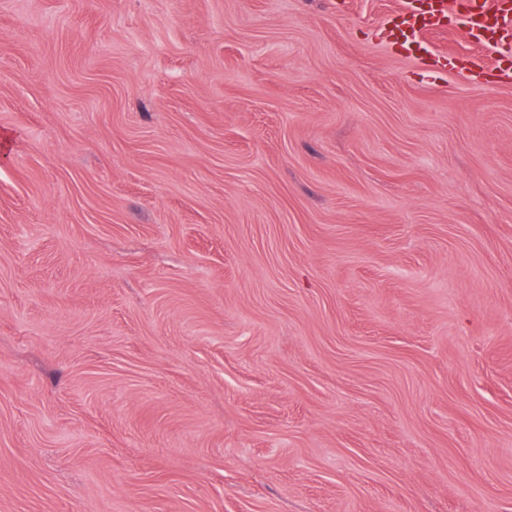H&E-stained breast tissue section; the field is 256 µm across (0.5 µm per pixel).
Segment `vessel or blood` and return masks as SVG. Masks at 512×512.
Listing matches in <instances>:
<instances>
[{"instance_id":"vessel-or-blood-1","label":"vessel or blood","mask_w":512,"mask_h":512,"mask_svg":"<svg viewBox=\"0 0 512 512\" xmlns=\"http://www.w3.org/2000/svg\"><path fill=\"white\" fill-rule=\"evenodd\" d=\"M459 15L472 38L491 42L512 29V0H406L389 38L410 53L421 48L428 33L446 30Z\"/></svg>"}]
</instances>
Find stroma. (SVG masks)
Listing matches in <instances>:
<instances>
[{"label": "stroma", "instance_id": "35a3bbf8", "mask_svg": "<svg viewBox=\"0 0 512 512\" xmlns=\"http://www.w3.org/2000/svg\"><path fill=\"white\" fill-rule=\"evenodd\" d=\"M403 0H0V512H512V54Z\"/></svg>", "mask_w": 512, "mask_h": 512}]
</instances>
